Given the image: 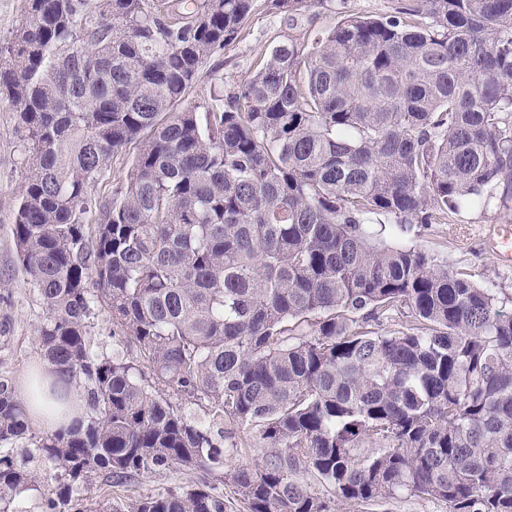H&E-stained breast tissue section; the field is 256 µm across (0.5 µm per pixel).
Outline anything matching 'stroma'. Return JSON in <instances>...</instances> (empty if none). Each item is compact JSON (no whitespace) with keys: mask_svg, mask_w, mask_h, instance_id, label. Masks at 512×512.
<instances>
[{"mask_svg":"<svg viewBox=\"0 0 512 512\" xmlns=\"http://www.w3.org/2000/svg\"><path fill=\"white\" fill-rule=\"evenodd\" d=\"M334 9L315 8L294 16L268 10L267 0H256L255 8L238 38L217 51L200 68L182 101L183 107L205 105L214 98H228L256 71L268 56L274 38L306 41L311 31L329 29L341 16L382 17L393 14L411 0H335ZM19 114L0 103V379L21 384L31 366L41 361L36 342L44 320L37 291L27 282L19 262L13 236V221L27 182L25 144L18 130ZM512 226V210L498 198L462 209L436 224L411 225L406 230L386 234L387 243L401 241L472 276L489 289L506 314H512V265L502 264L486 238L489 227ZM91 350L100 356H121L147 369L134 339L113 325L106 305H99L89 334ZM171 403L187 416L223 437L224 466L209 477L213 493L224 498L225 512H246L229 477L241 465H254L260 458L258 430L214 416L206 401L186 396L172 397ZM196 477L185 470L145 473L120 484L110 483L104 473L90 474L83 493L86 512H109L111 506L128 503L178 487L193 485Z\"/></svg>","mask_w":512,"mask_h":512,"instance_id":"35a3bbf8","label":"stroma"}]
</instances>
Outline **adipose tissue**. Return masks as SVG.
I'll return each mask as SVG.
<instances>
[{
	"label": "adipose tissue",
	"instance_id": "obj_1",
	"mask_svg": "<svg viewBox=\"0 0 512 512\" xmlns=\"http://www.w3.org/2000/svg\"><path fill=\"white\" fill-rule=\"evenodd\" d=\"M38 391L40 402L31 406L32 421L46 431L52 432L68 427L82 418L84 400L73 384L64 382L48 366H41L23 385V393Z\"/></svg>",
	"mask_w": 512,
	"mask_h": 512
}]
</instances>
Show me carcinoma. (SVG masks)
Wrapping results in <instances>:
<instances>
[{
  "label": "carcinoma",
  "instance_id": "cac0c4a2",
  "mask_svg": "<svg viewBox=\"0 0 512 512\" xmlns=\"http://www.w3.org/2000/svg\"><path fill=\"white\" fill-rule=\"evenodd\" d=\"M254 2L29 0L0 45V102L26 105L13 235L45 311L37 344L85 383L90 409L40 435L0 380V443L30 442L20 457L0 451V512L38 482L43 512H82L92 472L172 468L197 482L124 512H224L206 482L224 450L170 395L258 429L261 463L230 473L248 512L400 493L512 512V316L368 224H433L497 187L512 196V0L343 17L278 41L227 104L174 111ZM131 143V172L91 231L89 186ZM101 300L148 374L91 351ZM402 304L414 330L356 327Z\"/></svg>",
  "mask_w": 512,
  "mask_h": 512
}]
</instances>
